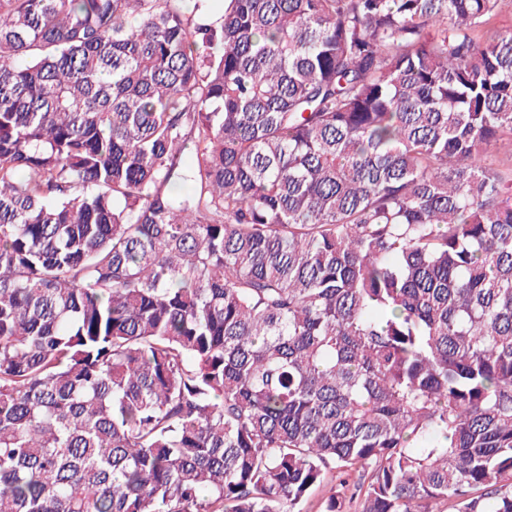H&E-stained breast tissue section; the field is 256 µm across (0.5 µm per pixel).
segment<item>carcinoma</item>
I'll return each instance as SVG.
<instances>
[{"label": "carcinoma", "instance_id": "cac0c4a2", "mask_svg": "<svg viewBox=\"0 0 512 512\" xmlns=\"http://www.w3.org/2000/svg\"><path fill=\"white\" fill-rule=\"evenodd\" d=\"M206 2L0 0V512H512L501 0ZM486 163L504 178L508 179L512 176V141L509 136L503 137L500 148L487 158ZM339 483L338 474L336 469L329 471L326 474L324 481L325 487L315 490L309 497L307 502L302 506V512H322L324 511V500L326 497V491L331 487Z\"/></svg>", "mask_w": 512, "mask_h": 512}]
</instances>
